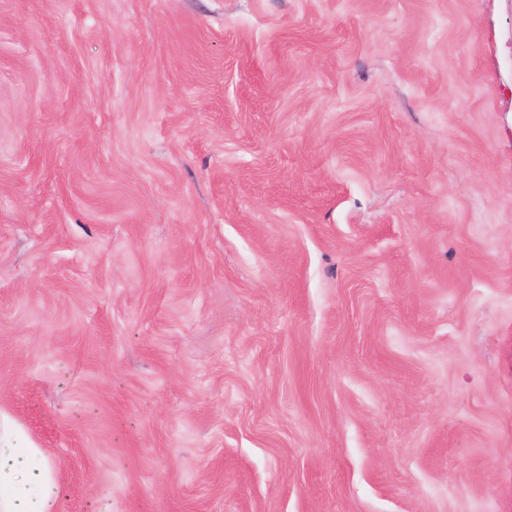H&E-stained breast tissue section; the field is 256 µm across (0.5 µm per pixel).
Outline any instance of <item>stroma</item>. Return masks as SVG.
Instances as JSON below:
<instances>
[{"label":"stroma","mask_w":512,"mask_h":512,"mask_svg":"<svg viewBox=\"0 0 512 512\" xmlns=\"http://www.w3.org/2000/svg\"><path fill=\"white\" fill-rule=\"evenodd\" d=\"M0 410L58 512H512V0H0Z\"/></svg>","instance_id":"stroma-1"}]
</instances>
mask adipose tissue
<instances>
[{
    "mask_svg": "<svg viewBox=\"0 0 512 512\" xmlns=\"http://www.w3.org/2000/svg\"><path fill=\"white\" fill-rule=\"evenodd\" d=\"M55 466L28 429L0 412V512H57Z\"/></svg>",
    "mask_w": 512,
    "mask_h": 512,
    "instance_id": "obj_1",
    "label": "adipose tissue"
}]
</instances>
